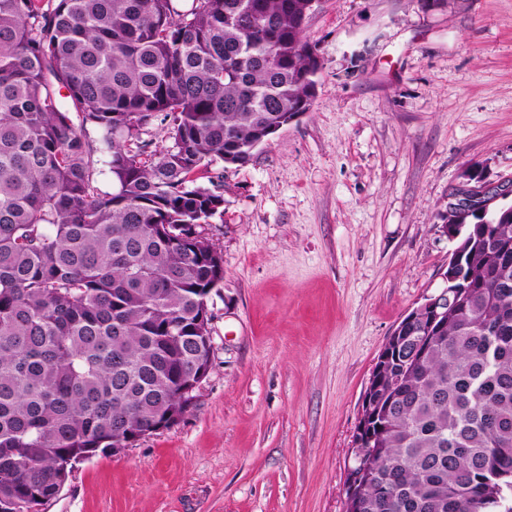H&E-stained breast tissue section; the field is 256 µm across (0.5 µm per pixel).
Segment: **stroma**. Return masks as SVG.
<instances>
[{
  "label": "stroma",
  "instance_id": "stroma-1",
  "mask_svg": "<svg viewBox=\"0 0 512 512\" xmlns=\"http://www.w3.org/2000/svg\"><path fill=\"white\" fill-rule=\"evenodd\" d=\"M309 112L224 171L211 369L174 426L42 512H346L363 394L454 248L466 170L512 176V0H316Z\"/></svg>",
  "mask_w": 512,
  "mask_h": 512
}]
</instances>
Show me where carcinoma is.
<instances>
[{"label": "carcinoma", "instance_id": "carcinoma-1", "mask_svg": "<svg viewBox=\"0 0 512 512\" xmlns=\"http://www.w3.org/2000/svg\"><path fill=\"white\" fill-rule=\"evenodd\" d=\"M181 2L0 0V512L187 411L224 280L199 231L224 204L211 166L312 105V0ZM488 212L448 213L467 293L385 369L355 512H498L512 492V204ZM90 138L94 141V145L97 147L95 153V159L97 162V185L102 191L112 192L115 186L112 183V176L109 173L107 161L109 160L108 152L102 143V136L100 132L92 127H88Z\"/></svg>", "mask_w": 512, "mask_h": 512}]
</instances>
